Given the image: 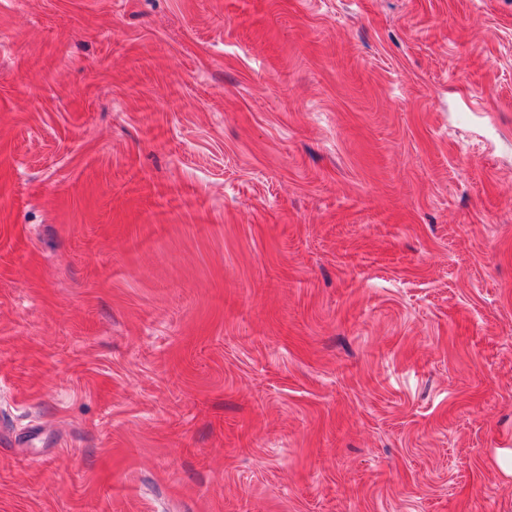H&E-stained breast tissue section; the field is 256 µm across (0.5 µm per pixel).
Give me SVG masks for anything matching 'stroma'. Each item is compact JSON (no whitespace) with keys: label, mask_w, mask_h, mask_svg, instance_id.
<instances>
[{"label":"stroma","mask_w":512,"mask_h":512,"mask_svg":"<svg viewBox=\"0 0 512 512\" xmlns=\"http://www.w3.org/2000/svg\"><path fill=\"white\" fill-rule=\"evenodd\" d=\"M512 0H0V512H512Z\"/></svg>","instance_id":"stroma-1"}]
</instances>
